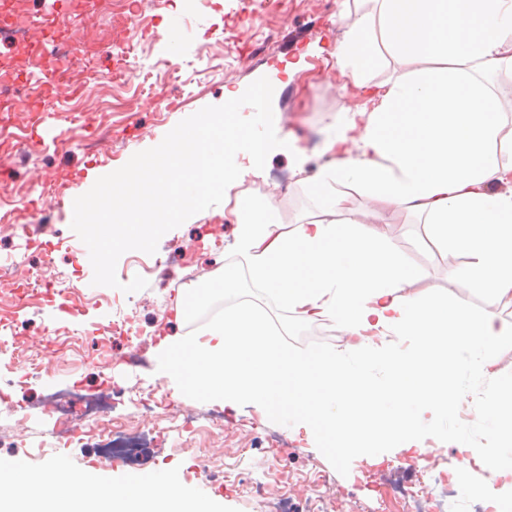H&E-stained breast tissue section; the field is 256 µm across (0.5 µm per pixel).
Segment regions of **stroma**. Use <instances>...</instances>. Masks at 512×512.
Returning <instances> with one entry per match:
<instances>
[{
    "label": "stroma",
    "instance_id": "35a3bbf8",
    "mask_svg": "<svg viewBox=\"0 0 512 512\" xmlns=\"http://www.w3.org/2000/svg\"><path fill=\"white\" fill-rule=\"evenodd\" d=\"M66 21L42 26L39 40L48 51L77 42L85 54L101 58L115 42H134L139 56L115 58L119 67L113 85L91 82L78 92L62 95L51 111L27 103L0 111V211L41 212L37 236L43 249L25 247L18 236L0 235V257H11L20 270L53 267L57 279L67 281L81 270L88 302L79 310H62L59 299H38L17 306L10 291L0 288V321L13 324L16 334L8 356L11 374L0 382V459L22 460L27 469L45 470L54 458H65L69 469L88 472L104 482L166 471L191 487H201L205 501L218 512H318L298 474L321 472L328 481L329 499L346 512H415L412 502L400 497H379L371 487L383 489L425 485L429 476L422 464L405 465L394 448H380L375 459L350 451L332 454L309 447L304 434L293 433L287 423L271 421L259 412L231 409L224 412L223 435L178 436L152 431L132 440L123 457L85 443L58 444L51 438L53 421L44 401L47 394L78 387L95 394L104 387L127 392L160 384L166 397L192 403L201 411L203 400H188L178 384L157 371L161 336L196 337L207 323L245 305L256 309L266 325H278V336L298 352L309 351L308 339L315 324L300 323L263 288L256 285L235 253L232 225L217 217L223 196L212 199L211 213H200L183 224H171L148 249H130L112 258L109 272L96 261H84L85 225L76 223L70 211L56 210L43 197L39 185L48 181L77 200L89 195L91 175L125 165L190 116L224 103L225 88L250 87L285 61H301L294 80L277 99L276 123L257 125V135L271 140L293 133L307 157L306 173L314 174L327 156L323 141L336 132L348 111L362 100L350 75L335 63L325 62L310 50L317 39H341L346 26L372 11L373 0H317L314 8L290 5L274 26H267L265 0H141L144 22L111 25L100 0H61ZM179 57L178 73L168 74L163 61ZM154 70L157 79L150 90L137 81L125 80L127 68ZM26 150H17L18 141ZM268 172L273 179L264 191H256V179L245 182L256 200L271 201L276 218L292 224L314 206L301 175L285 155L271 157ZM389 241L421 276L417 293L429 298L451 296L466 300L478 311L489 310L481 290L467 287L458 269L462 256L429 243L425 227L407 223L404 214L387 212ZM162 265H155V258ZM224 268L235 271L239 288L224 294L212 288L213 275ZM203 289L211 314L201 319L197 310L177 315L176 305L187 289ZM131 315L148 335L139 350H132L119 332L88 342L74 354L57 344L59 337L87 333L122 315ZM38 354L48 376L35 380L25 369L30 354ZM499 377L472 373L460 360L455 382L474 401L504 393L502 378L512 377V340L494 350ZM248 446L246 457L234 448ZM275 468V490L251 502L228 480L229 473L256 477Z\"/></svg>",
    "mask_w": 512,
    "mask_h": 512
}]
</instances>
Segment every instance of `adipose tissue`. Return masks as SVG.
<instances>
[{"mask_svg": "<svg viewBox=\"0 0 512 512\" xmlns=\"http://www.w3.org/2000/svg\"><path fill=\"white\" fill-rule=\"evenodd\" d=\"M376 2L344 42L315 47L350 74L369 106L328 141L331 162L307 182L311 218L278 224L270 204L251 203L241 189L271 155H288L298 171L306 163L291 137L265 140L245 118L262 99L266 119H275L276 91L295 69L289 63L282 77L226 92L223 109L197 113L146 157L98 176L76 219L106 271L115 253L149 246L223 196L237 253L256 283L298 321L334 324L346 351L295 353L242 305L205 338L167 337L164 373L187 396L288 419L314 448L344 453L387 442L422 453L434 424L465 404L448 381L460 358L479 376H496L492 351L512 338V321L501 316L512 309V121L498 112L493 86L497 74L512 73V56L502 53L512 39V0ZM390 59L408 71L374 80L373 69ZM339 185L365 195L377 213L416 219L465 256L461 276L486 289L496 311L411 293L418 273L391 251L384 225L359 222ZM386 336L411 345L377 347ZM376 364L391 381L370 389ZM476 416L497 451L458 434L437 438L465 453V470L487 473L495 500L511 502L512 410L493 400ZM32 490L63 512H209L173 478L138 479L119 493L79 472L0 466V506Z\"/></svg>", "mask_w": 512, "mask_h": 512, "instance_id": "adipose-tissue-1", "label": "adipose tissue"}]
</instances>
